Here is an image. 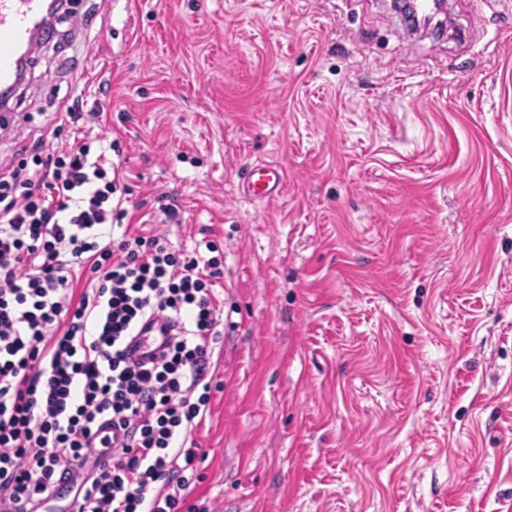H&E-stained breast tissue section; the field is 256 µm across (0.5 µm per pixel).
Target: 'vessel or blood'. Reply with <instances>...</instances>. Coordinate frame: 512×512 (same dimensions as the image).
<instances>
[{"label": "vessel or blood", "mask_w": 512, "mask_h": 512, "mask_svg": "<svg viewBox=\"0 0 512 512\" xmlns=\"http://www.w3.org/2000/svg\"><path fill=\"white\" fill-rule=\"evenodd\" d=\"M46 11V0H0V87L7 88L16 80L22 49L34 33L52 39L51 28L36 29L35 24ZM286 180L284 170L273 164L253 166L241 184L245 199L256 202L280 194ZM167 322L157 318L143 321L136 337L128 344L127 354L133 361H150L161 352L162 344L171 336Z\"/></svg>", "instance_id": "1"}]
</instances>
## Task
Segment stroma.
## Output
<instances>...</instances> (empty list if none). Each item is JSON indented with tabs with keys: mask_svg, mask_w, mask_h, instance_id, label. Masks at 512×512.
Listing matches in <instances>:
<instances>
[{
	"mask_svg": "<svg viewBox=\"0 0 512 512\" xmlns=\"http://www.w3.org/2000/svg\"><path fill=\"white\" fill-rule=\"evenodd\" d=\"M447 7L72 0L0 123V170L118 140L127 223L222 246L208 512H512V0ZM286 180L284 170L273 164L253 166L241 184L245 199L256 202L272 199L280 194Z\"/></svg>",
	"mask_w": 512,
	"mask_h": 512,
	"instance_id": "35a3bbf8",
	"label": "stroma"
}]
</instances>
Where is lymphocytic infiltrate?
<instances>
[{
  "mask_svg": "<svg viewBox=\"0 0 512 512\" xmlns=\"http://www.w3.org/2000/svg\"><path fill=\"white\" fill-rule=\"evenodd\" d=\"M117 149L83 140L0 180V500L16 512H39L68 465L91 471L78 512L197 510L223 261L210 240L177 249L121 229L114 197L127 187L107 173ZM154 316L175 333L156 361L132 363L126 343ZM104 417L126 436L105 466L90 440Z\"/></svg>",
  "mask_w": 512,
  "mask_h": 512,
  "instance_id": "f902f5d3",
  "label": "lymphocytic infiltrate"
}]
</instances>
